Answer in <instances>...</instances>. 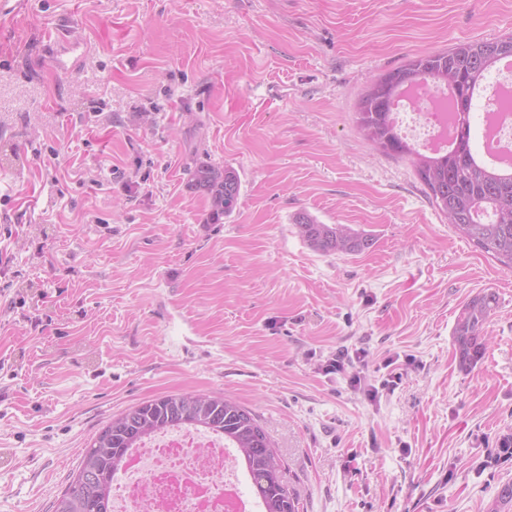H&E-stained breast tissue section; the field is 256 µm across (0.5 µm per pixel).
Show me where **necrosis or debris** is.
<instances>
[{"mask_svg": "<svg viewBox=\"0 0 512 512\" xmlns=\"http://www.w3.org/2000/svg\"><path fill=\"white\" fill-rule=\"evenodd\" d=\"M485 113L492 137L512 145V78L487 86ZM413 112L410 132L421 144L450 138L453 126L440 90L424 86L404 101ZM246 476L223 438L176 428L132 449L114 480L112 512H261L243 502Z\"/></svg>", "mask_w": 512, "mask_h": 512, "instance_id": "obj_1", "label": "necrosis or debris"}]
</instances>
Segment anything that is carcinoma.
Wrapping results in <instances>:
<instances>
[{
    "label": "carcinoma",
    "mask_w": 512,
    "mask_h": 512,
    "mask_svg": "<svg viewBox=\"0 0 512 512\" xmlns=\"http://www.w3.org/2000/svg\"><path fill=\"white\" fill-rule=\"evenodd\" d=\"M506 56L512 57V35L416 56L367 87L358 124L385 154L411 160L432 202L451 216L449 224L459 237L512 269V167L494 166L473 151L471 125L474 96ZM450 75L457 82L448 100L454 139L445 151L423 153L399 133L393 107L408 87L438 85ZM193 186L209 197L215 223L237 206L241 182L231 169L201 165L193 174ZM294 224L308 245L321 253H360L373 245L366 234L343 224H324L306 212L297 213ZM497 307L498 295L490 290L463 306L452 333L461 367L471 368L482 358L483 327ZM184 426L217 434L238 450L263 512H299V499L284 480V465L259 416L221 395L191 393L134 404L101 428L57 498L54 512H112V483L128 452L159 432ZM489 512H512L511 484L503 485Z\"/></svg>",
    "instance_id": "obj_1"
}]
</instances>
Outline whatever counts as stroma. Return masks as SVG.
Returning <instances> with one entry per match:
<instances>
[{
  "label": "stroma",
  "instance_id": "stroma-1",
  "mask_svg": "<svg viewBox=\"0 0 512 512\" xmlns=\"http://www.w3.org/2000/svg\"><path fill=\"white\" fill-rule=\"evenodd\" d=\"M64 21L84 54L60 70ZM508 33L512 0H18L0 17V512H52L90 439L171 393L254 411L304 512H488L512 483V458L487 463L512 435V271L356 112L407 60ZM203 164L240 176L218 224ZM301 211L374 243L315 251ZM488 289L464 369L453 329ZM498 300L496 292L486 290L463 306L452 333L455 355L461 367L471 368L482 358L486 349L483 327L497 309Z\"/></svg>",
  "mask_w": 512,
  "mask_h": 512
}]
</instances>
